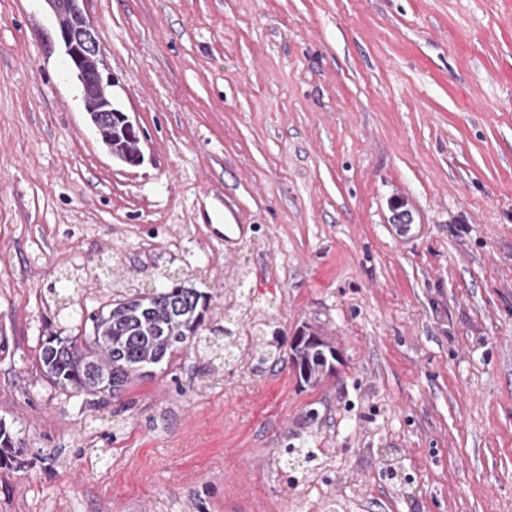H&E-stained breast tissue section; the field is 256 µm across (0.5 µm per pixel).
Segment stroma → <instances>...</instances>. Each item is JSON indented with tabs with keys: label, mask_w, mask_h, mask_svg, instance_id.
I'll return each mask as SVG.
<instances>
[{
	"label": "stroma",
	"mask_w": 512,
	"mask_h": 512,
	"mask_svg": "<svg viewBox=\"0 0 512 512\" xmlns=\"http://www.w3.org/2000/svg\"><path fill=\"white\" fill-rule=\"evenodd\" d=\"M84 9L140 165L45 0H0V512H512V0ZM171 279L234 360L103 400L45 375L48 336ZM303 333L340 353L314 385ZM45 2L56 19L58 36L63 43L70 69L82 86L84 106L90 122L113 157L117 156L112 153V149L125 158H135L139 150V139L132 134L137 135V131L128 115L112 106L99 70L100 43L94 26L84 12V0ZM103 112L109 113L111 117L116 113L124 128L132 134L126 133L118 123L114 124V120L111 125L110 116L103 114L105 127L112 130V138L104 136L100 119ZM120 159L126 164L137 166L142 162L143 153L140 148L136 159Z\"/></svg>",
	"instance_id": "1"
}]
</instances>
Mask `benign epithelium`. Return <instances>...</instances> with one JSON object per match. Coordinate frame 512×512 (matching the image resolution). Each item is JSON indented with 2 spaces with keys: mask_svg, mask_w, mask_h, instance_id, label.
Returning <instances> with one entry per match:
<instances>
[{
  "mask_svg": "<svg viewBox=\"0 0 512 512\" xmlns=\"http://www.w3.org/2000/svg\"><path fill=\"white\" fill-rule=\"evenodd\" d=\"M54 15L58 36L69 66L83 89L85 110L97 132H102V113H116L124 128L136 133L128 115L112 106L99 70L101 48L96 30L86 16L84 0H45Z\"/></svg>",
  "mask_w": 512,
  "mask_h": 512,
  "instance_id": "benign-epithelium-1",
  "label": "benign epithelium"
}]
</instances>
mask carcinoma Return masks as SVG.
I'll return each mask as SVG.
<instances>
[{
	"label": "carcinoma",
	"mask_w": 512,
	"mask_h": 512,
	"mask_svg": "<svg viewBox=\"0 0 512 512\" xmlns=\"http://www.w3.org/2000/svg\"><path fill=\"white\" fill-rule=\"evenodd\" d=\"M104 125L112 130V149L133 159L139 139L120 125ZM207 298L194 288L172 282L149 294L118 299L91 315L92 336L83 349L58 340L42 348L41 364L56 384L90 395L111 394L142 375V370L158 364L199 335L204 325ZM333 346L300 351L299 379L316 384L335 371ZM15 448L6 425L0 422V466L14 460Z\"/></svg>",
	"instance_id": "cac0c4a2"
}]
</instances>
